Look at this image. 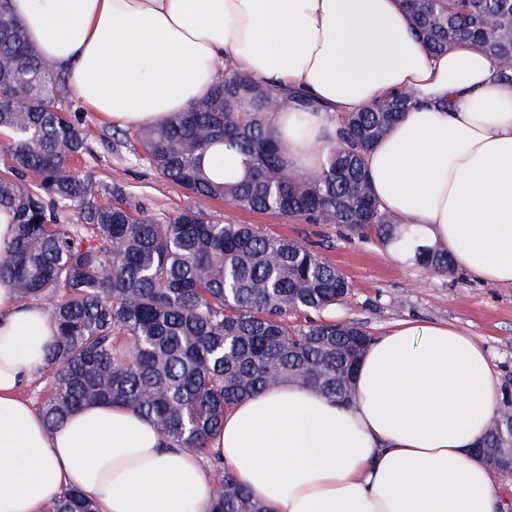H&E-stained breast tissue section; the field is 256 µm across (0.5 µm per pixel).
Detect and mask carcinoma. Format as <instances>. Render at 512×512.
<instances>
[{
  "label": "carcinoma",
  "instance_id": "1",
  "mask_svg": "<svg viewBox=\"0 0 512 512\" xmlns=\"http://www.w3.org/2000/svg\"><path fill=\"white\" fill-rule=\"evenodd\" d=\"M415 34L433 52L477 46L512 83V0H401ZM27 89L25 104L15 99ZM64 74L43 62L0 0V211L15 236L0 255V277L17 300L61 294L51 314L58 336L47 358L52 392L42 415L52 429L91 403H120L149 418L165 442L205 455L239 400L298 381L340 404L353 400L355 367L372 341L354 324L291 325L288 315L321 312L352 285L296 240L262 235L250 224H221L202 210L167 217L128 201L119 183L81 173L86 147L66 107ZM288 92L250 82L226 67L211 93L158 126L140 127L145 158L169 181L240 209L341 224L388 247L400 224L373 197L366 152L412 104L387 95L344 116L321 170H288L268 129L270 102ZM225 145L243 157L239 180L224 179ZM415 262L448 272V253L421 247ZM213 512H267L213 459ZM53 512H96L68 491Z\"/></svg>",
  "mask_w": 512,
  "mask_h": 512
}]
</instances>
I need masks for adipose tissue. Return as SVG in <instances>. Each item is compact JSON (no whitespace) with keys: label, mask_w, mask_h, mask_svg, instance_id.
Here are the masks:
<instances>
[{"label":"adipose tissue","mask_w":512,"mask_h":512,"mask_svg":"<svg viewBox=\"0 0 512 512\" xmlns=\"http://www.w3.org/2000/svg\"><path fill=\"white\" fill-rule=\"evenodd\" d=\"M84 111L145 125L187 111L225 67L296 106L269 115L290 171L320 170L335 114L415 103L365 157L371 190L422 244L512 286V84L481 48L431 52L398 0H9ZM56 338L49 308L0 279V512H46L68 489L98 512H212V476L137 410L93 404L47 428L20 395ZM351 404L286 382L240 400L210 453L268 512H501L473 453L501 398L485 349L446 323L376 337Z\"/></svg>","instance_id":"ef3b65f1"}]
</instances>
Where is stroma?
<instances>
[{
	"instance_id": "obj_1",
	"label": "stroma",
	"mask_w": 512,
	"mask_h": 512,
	"mask_svg": "<svg viewBox=\"0 0 512 512\" xmlns=\"http://www.w3.org/2000/svg\"><path fill=\"white\" fill-rule=\"evenodd\" d=\"M87 150L77 167L103 181L122 184L132 201L174 216L200 209L221 223L251 224L318 251L351 282L344 301L321 312L326 321L354 323L379 336L392 322L450 323L486 349L501 380L512 383V287L484 284L463 271L437 273L393 259L377 240L338 224H308L274 213H254L225 201L204 200L164 178L145 160L131 126L82 115Z\"/></svg>"
}]
</instances>
